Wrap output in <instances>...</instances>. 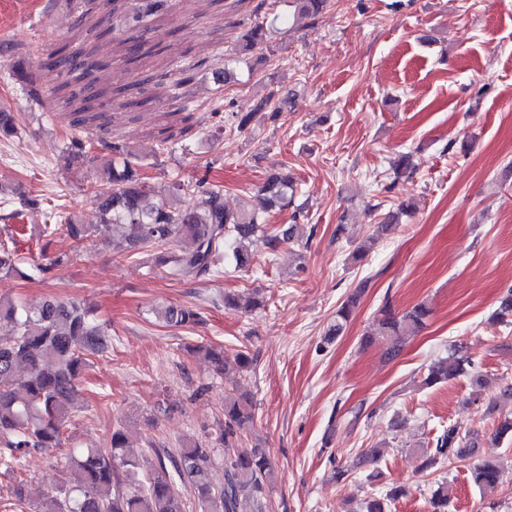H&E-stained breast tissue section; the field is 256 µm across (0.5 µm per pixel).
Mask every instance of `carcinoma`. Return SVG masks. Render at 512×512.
Instances as JSON below:
<instances>
[{
    "mask_svg": "<svg viewBox=\"0 0 512 512\" xmlns=\"http://www.w3.org/2000/svg\"><path fill=\"white\" fill-rule=\"evenodd\" d=\"M327 0H292V22L312 20L326 7ZM125 28L123 60L142 59L150 55L147 34L155 22L167 16L172 0H139L129 10L115 0H101ZM270 31L264 23L248 28L238 42L239 55H248L268 40ZM47 67L68 75L74 82L87 84L71 94L79 101L74 110L75 124H86L96 118L93 102L104 95L98 87L95 72L106 64L94 52H83L60 45L50 57ZM189 65L173 84L171 99L184 101L177 108L188 111L187 85L192 81ZM13 76L33 101L42 100V89L32 72L13 65ZM266 97L250 112L232 115L238 130L250 126L257 113L266 109ZM112 162L106 167V178L97 191L96 202L101 222L112 226V251L131 257L152 251V260L168 269L170 275L197 279L219 270L224 248L232 241L235 267L246 269L253 264V246L260 242L269 254L294 240L295 225L273 230L266 227L260 212L242 207L230 210L224 205V193L205 171L187 183L171 182L166 199L149 201L148 185L141 169L148 157H157V149L133 150L119 140L107 143ZM288 174L272 173L258 187V194L269 206L283 202L291 188ZM186 194L195 197L190 207L181 205ZM55 223L44 229L48 236L60 230L79 243L91 236L93 228L79 224L71 215L54 216ZM71 261L68 252H59L46 265L31 266L17 256L14 249L0 241V275L30 277L34 268L45 275ZM360 295L352 293L338 306L324 341L329 344L340 336L358 307ZM259 302L239 294H224V306L249 311ZM151 313L172 327L193 328L203 323L200 309L169 303L151 309ZM432 310L420 303L403 313L385 306L362 337L367 346L378 338L391 342L396 353L413 336L426 328ZM494 324H512V289L501 298L491 316ZM110 343L107 326L97 322L94 311L78 300L54 297L38 302H25L0 296V469L17 474L21 463L33 451H49L62 447L66 423L86 410L79 398L78 385L90 366L88 357L106 352ZM218 374L227 369L224 350L198 346ZM470 375L477 383L482 376L473 361L454 350L430 364L423 384L433 387L458 377ZM255 407L244 395H224V428L215 441L224 447V482L213 481L215 447L207 440H187L175 450L154 449L150 461L130 452L125 427L112 429L105 448H71L63 455L66 481L54 500V512H185L183 493H189L200 512H238L240 501L250 498L255 512H264L266 490L275 481L271 459L263 448L236 452L244 433L253 427ZM512 440V413L500 417L489 435L488 445L499 446ZM477 443L459 428L450 425L436 438L434 447L420 450V471L436 469L446 461L474 452ZM500 478L495 459L485 455L470 467V482L479 490L497 486ZM407 495L403 485L392 486L365 502V512H390L389 505ZM429 512H448V486L442 483L432 492Z\"/></svg>",
    "mask_w": 512,
    "mask_h": 512,
    "instance_id": "carcinoma-1",
    "label": "carcinoma"
}]
</instances>
